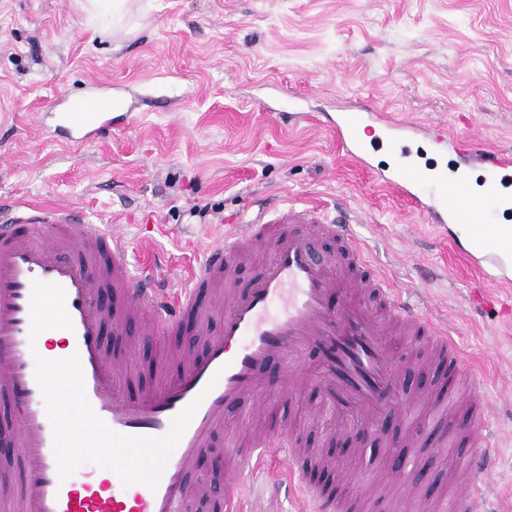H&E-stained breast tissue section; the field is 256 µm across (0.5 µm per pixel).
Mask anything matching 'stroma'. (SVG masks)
Here are the masks:
<instances>
[{
	"instance_id": "35a3bbf8",
	"label": "stroma",
	"mask_w": 512,
	"mask_h": 512,
	"mask_svg": "<svg viewBox=\"0 0 512 512\" xmlns=\"http://www.w3.org/2000/svg\"><path fill=\"white\" fill-rule=\"evenodd\" d=\"M137 29L102 36L79 0H0V200L68 202L87 223L116 219L133 258L181 281L227 221L275 202L355 212L370 260L399 286L430 289L472 386L491 405L484 475L512 512V315L507 291L468 262L400 196L344 155L336 117L370 103L397 121L447 125L455 138L512 148V0H130ZM98 97L112 130L71 149L39 115ZM488 289L482 308L475 290ZM174 340L140 345L132 389L158 380ZM347 467L385 475L380 448ZM416 493L438 512L460 472L457 446L407 451ZM305 512L246 477L240 505ZM402 498L384 482L363 512Z\"/></svg>"
}]
</instances>
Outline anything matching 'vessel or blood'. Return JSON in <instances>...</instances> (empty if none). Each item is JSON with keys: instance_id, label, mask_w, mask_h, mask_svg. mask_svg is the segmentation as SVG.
Here are the masks:
<instances>
[{"instance_id": "vessel-or-blood-1", "label": "vessel or blood", "mask_w": 512, "mask_h": 512, "mask_svg": "<svg viewBox=\"0 0 512 512\" xmlns=\"http://www.w3.org/2000/svg\"><path fill=\"white\" fill-rule=\"evenodd\" d=\"M101 100L74 104L53 115L55 128L71 145L104 133L112 115ZM382 129L398 147L402 161L374 166L364 145L370 129ZM345 153L371 170L375 182L410 200L428 223L482 224L491 249L471 250L472 259L492 278L512 286V249L498 230L499 214L512 212V154L470 142L466 153L483 165L482 193L470 190L459 169L421 165L407 147L418 126L388 120L367 110L335 125ZM354 218L292 203L263 210L246 223L231 225L222 243L208 246L205 259L187 283H176L150 262L133 263L122 229L86 224L69 205L0 206V395L12 402L15 425L0 430V457L19 460L21 486L0 501V512H190L196 495L211 479L197 461L217 442L228 419L243 424L268 418L281 401L301 405L310 385L320 393L319 411L346 429L384 433L397 408L429 404L448 423L466 421L449 442L465 445L468 480L449 501V512H488L482 477L489 459L479 442L491 407L465 378L462 352L445 325L418 314L404 300L385 270L372 264L352 230ZM332 242L319 252L313 241ZM263 246L267 258L243 283L236 270L248 252ZM55 283L66 293L72 329H56L46 347L78 356L85 394L113 431L129 437L160 438L173 418L197 410L170 453L156 487L124 485L117 473L92 483L93 463L60 477L53 429L35 376L30 348L33 281ZM220 318L219 334L207 332ZM205 339L202 352L181 350L178 373L145 389L127 393L126 364L143 336ZM421 346L434 357L447 403L427 393H407L397 381L399 346ZM223 454V504L231 506L247 468L258 467L269 449L283 452L288 469L315 505V512H361L377 490L374 477L357 480L337 470L318 481L311 465L316 451L303 447L299 432L270 428L248 443L230 439Z\"/></svg>"}]
</instances>
